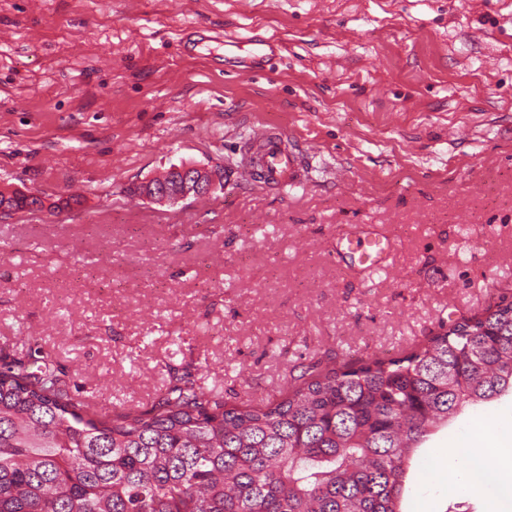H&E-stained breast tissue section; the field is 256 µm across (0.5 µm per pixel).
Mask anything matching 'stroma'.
<instances>
[{"label":"stroma","mask_w":512,"mask_h":512,"mask_svg":"<svg viewBox=\"0 0 512 512\" xmlns=\"http://www.w3.org/2000/svg\"><path fill=\"white\" fill-rule=\"evenodd\" d=\"M254 36L284 49L225 67ZM261 124L305 154L303 187L236 180ZM173 164L221 181L134 195ZM1 190L65 205L0 215V364L51 360L99 412L404 356L512 300V0H0ZM358 224L384 267L337 257ZM506 415L511 394L431 435L403 512H488L438 451ZM185 179L182 191L174 195H169L164 178L158 181L149 179L143 185V196L157 201H166L171 204H177L190 196L208 194L216 187V175L204 168L195 166H184L179 168Z\"/></svg>","instance_id":"35a3bbf8"}]
</instances>
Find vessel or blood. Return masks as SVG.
Instances as JSON below:
<instances>
[{"label": "vessel or blood", "mask_w": 512, "mask_h": 512, "mask_svg": "<svg viewBox=\"0 0 512 512\" xmlns=\"http://www.w3.org/2000/svg\"><path fill=\"white\" fill-rule=\"evenodd\" d=\"M273 42L253 38L246 49L231 45L224 52V61L231 67L244 70L260 58L273 55ZM261 172L265 185L278 189H292L304 182L302 158L298 152L287 147L282 134L274 128L261 126L251 136V146L242 156L238 169L241 179H252L254 172ZM344 249L356 256L360 265L375 267L386 257L390 243L370 233L360 231L344 236Z\"/></svg>", "instance_id": "vessel-or-blood-1"}]
</instances>
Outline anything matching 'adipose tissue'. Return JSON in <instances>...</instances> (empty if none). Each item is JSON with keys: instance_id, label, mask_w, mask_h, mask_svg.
Masks as SVG:
<instances>
[{"instance_id": "adipose-tissue-1", "label": "adipose tissue", "mask_w": 512, "mask_h": 512, "mask_svg": "<svg viewBox=\"0 0 512 512\" xmlns=\"http://www.w3.org/2000/svg\"><path fill=\"white\" fill-rule=\"evenodd\" d=\"M511 432L512 418L506 417L495 431L476 427L456 448L444 451L449 494L482 493L491 501L512 505V445L502 440Z\"/></svg>"}]
</instances>
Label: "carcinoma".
I'll list each match as a JSON object with an SVG mask.
<instances>
[{
  "mask_svg": "<svg viewBox=\"0 0 512 512\" xmlns=\"http://www.w3.org/2000/svg\"><path fill=\"white\" fill-rule=\"evenodd\" d=\"M512 392V301L398 359L326 367L263 404L194 382L88 410L46 361L0 368V512H402L408 461Z\"/></svg>",
  "mask_w": 512,
  "mask_h": 512,
  "instance_id": "cac0c4a2",
  "label": "carcinoma"
}]
</instances>
